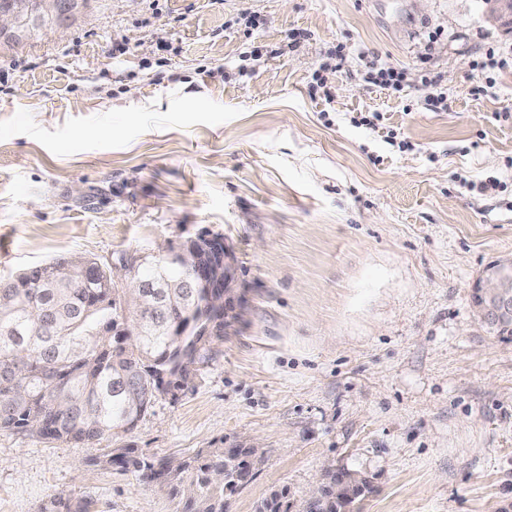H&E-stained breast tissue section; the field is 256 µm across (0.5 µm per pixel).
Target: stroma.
<instances>
[{
  "label": "stroma",
  "instance_id": "obj_1",
  "mask_svg": "<svg viewBox=\"0 0 512 512\" xmlns=\"http://www.w3.org/2000/svg\"><path fill=\"white\" fill-rule=\"evenodd\" d=\"M203 235L232 255L224 335L127 443L261 448L224 512L281 487L307 512L330 468L367 477L360 512H512V336L471 301L512 258V30L483 0H90L0 48V277ZM110 446L0 431V512H179L90 466ZM91 503L66 493H57L42 503L37 512H90Z\"/></svg>",
  "mask_w": 512,
  "mask_h": 512
}]
</instances>
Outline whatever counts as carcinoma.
Returning <instances> with one entry per match:
<instances>
[{
    "mask_svg": "<svg viewBox=\"0 0 512 512\" xmlns=\"http://www.w3.org/2000/svg\"><path fill=\"white\" fill-rule=\"evenodd\" d=\"M57 259L0 278V430L65 443L118 442L158 394L193 380L201 353L221 337L224 316L202 315L198 290L180 284L182 266L154 260L141 288L113 285L112 270L84 257L66 274ZM257 448H200L157 459L129 445L95 465L117 466L156 483L183 512H224V492L243 486ZM317 512H354L367 481L329 471ZM57 493L37 512H90ZM257 512H288V489L272 490Z\"/></svg>",
    "mask_w": 512,
    "mask_h": 512,
    "instance_id": "obj_1",
    "label": "carcinoma"
}]
</instances>
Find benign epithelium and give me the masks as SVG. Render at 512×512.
<instances>
[{"label": "benign epithelium", "mask_w": 512, "mask_h": 512, "mask_svg": "<svg viewBox=\"0 0 512 512\" xmlns=\"http://www.w3.org/2000/svg\"><path fill=\"white\" fill-rule=\"evenodd\" d=\"M89 0H0V43L19 44L44 26L66 28V18L82 11ZM488 17L512 29V0H485ZM202 248L206 258L187 269L185 284L196 288L206 312L227 309L230 254L224 238L209 236ZM479 309L494 317H512V260L498 263L496 272L477 285Z\"/></svg>", "instance_id": "benign-epithelium-1"}]
</instances>
